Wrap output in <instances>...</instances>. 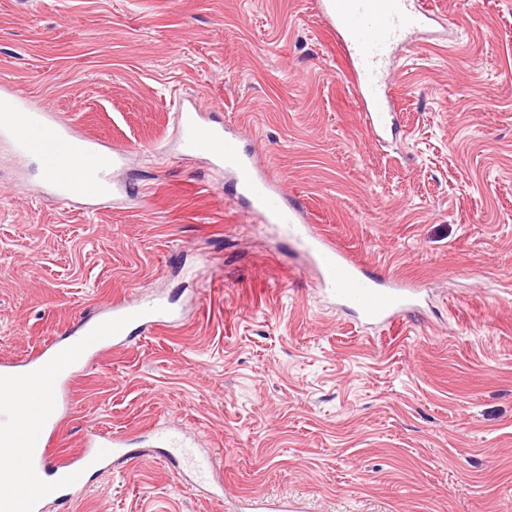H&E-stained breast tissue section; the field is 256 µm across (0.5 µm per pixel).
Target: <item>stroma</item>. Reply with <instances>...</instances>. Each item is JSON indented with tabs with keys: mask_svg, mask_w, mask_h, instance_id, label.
I'll use <instances>...</instances> for the list:
<instances>
[{
	"mask_svg": "<svg viewBox=\"0 0 512 512\" xmlns=\"http://www.w3.org/2000/svg\"><path fill=\"white\" fill-rule=\"evenodd\" d=\"M457 25L398 49L401 140L369 145L316 0H0V80L125 149L141 198L45 196L0 141V358L113 300L161 297L172 327L91 360L56 444L132 455L52 512H512V0H429ZM218 105L313 224L416 312L364 327L293 239L249 218L230 174L184 153L176 98ZM197 434L214 499L160 454ZM160 442L165 448H171L174 451H178L184 455L186 458L188 465L193 466V468H198L200 465H204L201 461H197L194 458L191 448L193 444H187L185 440L180 439L176 436H172L171 434L160 433L159 434ZM206 478L203 480L204 482H216L218 484L221 483L220 478L218 476V472L216 470V466L213 461H208V466H205Z\"/></svg>",
	"mask_w": 512,
	"mask_h": 512,
	"instance_id": "obj_1",
	"label": "stroma"
}]
</instances>
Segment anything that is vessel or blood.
<instances>
[{
  "mask_svg": "<svg viewBox=\"0 0 512 512\" xmlns=\"http://www.w3.org/2000/svg\"><path fill=\"white\" fill-rule=\"evenodd\" d=\"M317 8L346 52L351 88L370 142H379L386 134L400 139L388 81L390 61L394 50L436 22V14L424 0H317ZM175 132L185 151L206 154L215 166L234 175L252 211L303 248L323 290L361 323L374 328L391 325L414 307L416 289L398 278L369 274L318 233L283 185L245 153L237 131L193 104L180 106ZM0 136L10 139L18 153L35 157L49 173L52 201L84 200L102 206L124 200L126 191L116 178L123 151L105 149L94 137L63 122L49 106L31 103L9 82L0 83ZM72 153L84 158L82 167L68 164ZM176 317V311L159 300L116 302L59 334L61 342L81 344L77 357L38 351L17 362H0V452L14 462L0 470V512H48L51 503L73 499L90 470L111 469L127 457L124 438L101 431L85 433L77 452L55 455L51 445L61 425L60 414L69 406L74 378L91 358L108 345L120 344L133 327L170 325ZM35 374L43 377L39 390L21 395V382Z\"/></svg>",
  "mask_w": 512,
  "mask_h": 512,
  "instance_id": "1",
  "label": "vessel or blood"
}]
</instances>
